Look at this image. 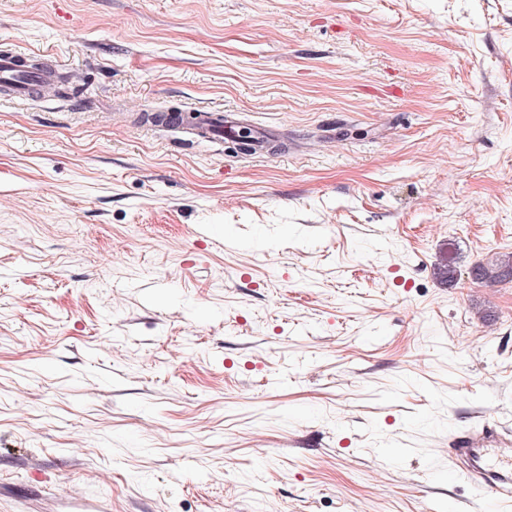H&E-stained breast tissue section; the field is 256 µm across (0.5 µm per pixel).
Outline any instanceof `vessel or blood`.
I'll list each match as a JSON object with an SVG mask.
<instances>
[{
    "label": "vessel or blood",
    "mask_w": 512,
    "mask_h": 512,
    "mask_svg": "<svg viewBox=\"0 0 512 512\" xmlns=\"http://www.w3.org/2000/svg\"><path fill=\"white\" fill-rule=\"evenodd\" d=\"M51 79V73L27 69L22 56H0V88H6L13 99L33 98L36 88ZM179 125L209 142L234 139L243 129L235 113L201 109L195 110L193 120H180ZM510 443L511 435L490 425L462 431L448 443L451 477L479 492L480 506L491 512H512V455L503 450Z\"/></svg>",
    "instance_id": "1"
}]
</instances>
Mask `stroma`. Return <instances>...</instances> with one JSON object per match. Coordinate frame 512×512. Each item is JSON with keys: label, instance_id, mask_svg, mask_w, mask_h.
I'll return each mask as SVG.
<instances>
[{"label": "stroma", "instance_id": "1", "mask_svg": "<svg viewBox=\"0 0 512 512\" xmlns=\"http://www.w3.org/2000/svg\"><path fill=\"white\" fill-rule=\"evenodd\" d=\"M0 512L466 508L512 427V0H0ZM232 110L267 154L152 112ZM452 262L448 284L437 268ZM52 79L51 73L27 69L21 55L0 56V88H6V94L15 100L32 99L36 88ZM476 280L487 283H501L512 278V255H502L486 263L476 265L474 268ZM511 441V435L484 425L481 430L462 431L448 442L450 476L480 492V511L512 510V456L500 448Z\"/></svg>", "mask_w": 512, "mask_h": 512}]
</instances>
